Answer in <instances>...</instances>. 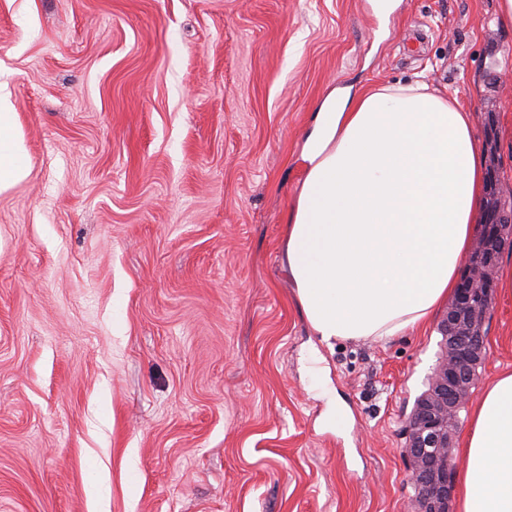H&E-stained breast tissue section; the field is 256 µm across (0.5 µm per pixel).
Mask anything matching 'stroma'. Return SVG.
Instances as JSON below:
<instances>
[{
    "mask_svg": "<svg viewBox=\"0 0 512 512\" xmlns=\"http://www.w3.org/2000/svg\"><path fill=\"white\" fill-rule=\"evenodd\" d=\"M496 2L0 0L30 156L0 194V512H409L438 324L309 376L284 216L317 104L415 80L472 112L512 193ZM485 336L473 403L512 369L508 248Z\"/></svg>",
    "mask_w": 512,
    "mask_h": 512,
    "instance_id": "obj_1",
    "label": "stroma"
}]
</instances>
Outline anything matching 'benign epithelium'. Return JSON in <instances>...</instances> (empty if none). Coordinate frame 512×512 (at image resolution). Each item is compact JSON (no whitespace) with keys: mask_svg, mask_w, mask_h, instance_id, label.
<instances>
[{"mask_svg":"<svg viewBox=\"0 0 512 512\" xmlns=\"http://www.w3.org/2000/svg\"><path fill=\"white\" fill-rule=\"evenodd\" d=\"M511 229V210L500 214L499 223L481 225L454 299L439 325L445 341L440 365L432 375L428 397L413 408L407 420L409 442L404 454L409 461V479L423 489L416 495L414 512H448L452 494L448 448L453 436L448 420L457 401L470 389L474 354L485 352V336L475 329L471 310L477 293L485 303L492 302L494 278L485 277L483 270L496 266L500 240Z\"/></svg>","mask_w":512,"mask_h":512,"instance_id":"obj_1","label":"benign epithelium"}]
</instances>
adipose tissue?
<instances>
[{"label": "adipose tissue", "instance_id": "ef3b65f1", "mask_svg": "<svg viewBox=\"0 0 512 512\" xmlns=\"http://www.w3.org/2000/svg\"><path fill=\"white\" fill-rule=\"evenodd\" d=\"M286 218L288 269L314 336L385 341L426 327L472 246L483 161L472 115L426 84L329 95L301 151ZM8 82H0V193L28 175ZM458 512H512V370L474 404Z\"/></svg>", "mask_w": 512, "mask_h": 512}]
</instances>
